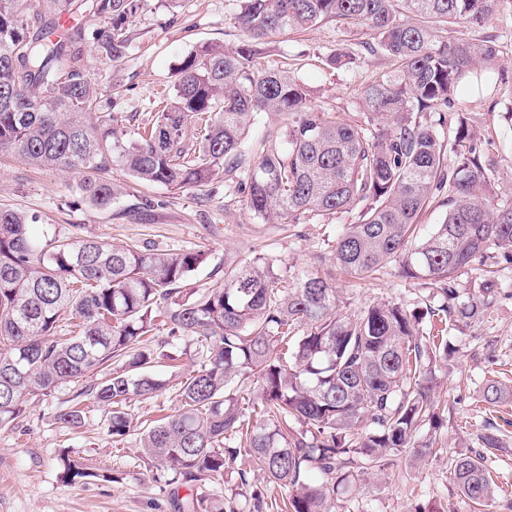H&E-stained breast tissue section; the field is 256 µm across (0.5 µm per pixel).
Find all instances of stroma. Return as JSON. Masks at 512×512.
<instances>
[{
  "mask_svg": "<svg viewBox=\"0 0 512 512\" xmlns=\"http://www.w3.org/2000/svg\"><path fill=\"white\" fill-rule=\"evenodd\" d=\"M237 10V0H150L133 18V40L116 62L96 52L92 33L98 20L86 13L75 16L74 24L85 33L73 45L79 66L100 87L103 110L114 116L116 129L136 128L145 113L155 111L160 96L173 88L176 63L193 46L236 43L240 32L232 18ZM483 33L502 51L505 78L494 90L460 98L454 110L475 137L494 140L495 188L512 201V0H503ZM369 39L364 27L326 23L279 38L265 52L294 71L308 87L317 111L360 124L366 109L359 86L392 66L385 54L364 49ZM338 49L351 52L353 62L339 69L324 66L322 57ZM112 180L122 185L123 197L118 206L101 210L83 198L79 175L37 169L12 155H0V206L38 215L41 232L57 230L161 251H203V264L187 280L188 287L197 290L222 281L225 269L265 257L280 273L309 268L330 278L346 316L380 299L412 307L433 300L431 286L399 277L393 267L357 282L338 270L333 263L336 239L345 225L356 222V211L306 224H262L245 209L241 195L226 194L220 178L180 190L141 185L121 170L113 171ZM448 340L457 353L446 379L451 398L437 432L441 454L422 462L407 453L395 455L386 474L354 485L337 502V512H469L448 481V462L477 445L486 419L477 398L486 381L512 384V264L503 265L497 295L483 320L449 330ZM169 347L181 354L178 366L162 369L166 390L126 401L123 409L135 432L122 442H113L107 433L109 407L93 397L84 400L82 428L57 420L76 384L29 399L18 427L0 430V512H176L177 500L190 496L191 485L142 457L137 435L138 428L173 411L181 381L200 367L192 339L171 341ZM66 457L80 460L92 471V479L62 482L59 473Z\"/></svg>",
  "mask_w": 512,
  "mask_h": 512,
  "instance_id": "stroma-1",
  "label": "stroma"
}]
</instances>
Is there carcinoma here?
I'll list each match as a JSON object with an SVG mask.
<instances>
[{
  "label": "carcinoma",
  "mask_w": 512,
  "mask_h": 512,
  "mask_svg": "<svg viewBox=\"0 0 512 512\" xmlns=\"http://www.w3.org/2000/svg\"><path fill=\"white\" fill-rule=\"evenodd\" d=\"M0 0V153L35 167L85 173L81 189L98 208L117 203L115 169L143 184L174 190L224 173L248 212L263 224H306L358 210L334 247L336 264L358 279L389 266L435 286L437 307L384 300L345 317L330 279L310 270L275 273L258 257L225 270L198 293L184 287L205 260L57 232L38 236L37 217L0 206V428L17 424L30 395L102 374L57 418L84 421L83 397L111 408L108 433L123 439V404L167 386L159 369L172 359L146 339L163 327L206 349L179 388L174 413L144 430L141 452L185 482L224 478L244 453L253 470L288 488L280 504L250 493L256 512H335L337 496L384 472L391 456L417 461L440 453L442 382L455 349L420 334L426 316L440 332L483 318L500 261L512 263V202L493 189L489 149L455 118L456 100L497 84L502 56L493 40L452 28L486 26L501 0H238L237 44L205 42L177 64L162 111L118 135L99 115L98 86L64 40L62 18L81 11L106 26L99 54L117 61L132 40L129 23L148 0H50L53 20ZM336 22L364 26L397 67L360 90L361 126L314 111L305 84L286 68L265 67L261 45ZM286 119L283 142L252 137L262 116ZM445 210L424 239L419 218ZM479 283L460 300L457 278L474 263ZM78 320L75 336L58 333ZM512 386L490 379L478 402L492 413ZM508 451L486 420L478 448L458 455L449 479L474 507L494 500L492 464ZM94 473L74 459L65 479ZM184 512H238L220 493L197 494Z\"/></svg>",
  "instance_id": "1"
}]
</instances>
